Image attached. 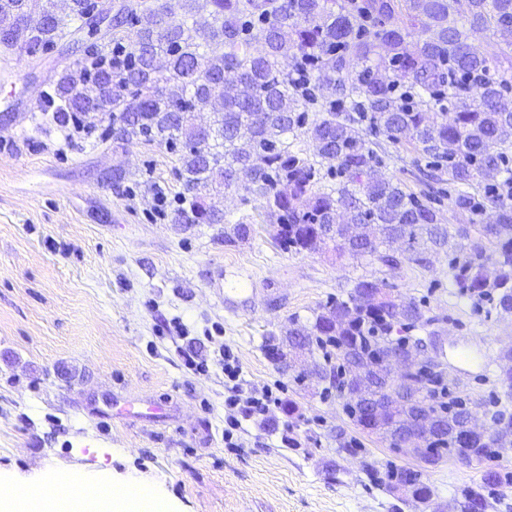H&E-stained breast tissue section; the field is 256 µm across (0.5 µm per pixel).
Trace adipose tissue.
I'll use <instances>...</instances> for the list:
<instances>
[{
  "label": "adipose tissue",
  "mask_w": 512,
  "mask_h": 512,
  "mask_svg": "<svg viewBox=\"0 0 512 512\" xmlns=\"http://www.w3.org/2000/svg\"><path fill=\"white\" fill-rule=\"evenodd\" d=\"M0 512H174L171 502L145 483L93 476L54 485L34 484L21 493L0 483Z\"/></svg>",
  "instance_id": "obj_1"
}]
</instances>
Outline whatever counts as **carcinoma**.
Here are the masks:
<instances>
[{"label": "carcinoma", "instance_id": "obj_1", "mask_svg": "<svg viewBox=\"0 0 512 512\" xmlns=\"http://www.w3.org/2000/svg\"><path fill=\"white\" fill-rule=\"evenodd\" d=\"M94 9V0L64 3L79 39L106 41L90 54L82 79L112 71L104 89L112 124L129 125L131 137L177 156L178 223L222 224L224 242L245 239L252 216L233 220L202 194L215 183L241 188L242 204L260 203L275 241L288 250L317 252L330 240L339 257L398 268L424 266L429 251L447 247L456 294L512 313V0H342L336 8L328 0H183L180 15L144 0H113L107 24ZM56 10L54 0H0V25L38 18L28 44L33 54L56 44ZM453 13L466 16L469 28L450 24ZM489 26L494 44L470 39ZM286 56L294 60L287 74L278 68ZM351 58L361 67L350 68ZM76 85L74 75L61 77L44 103L57 115L77 116ZM320 97L322 117L311 121ZM201 108L219 118L194 125ZM302 136L311 150L295 147ZM404 139L429 169L448 176L455 209L473 220L488 207L496 211V223L480 225L482 239L465 257L458 256L462 245L450 243L442 211L447 194H417L387 173L386 146ZM474 184L479 194L464 190ZM398 240L406 244L402 253L391 249ZM489 260L497 266L491 282L484 274ZM372 284L355 281L347 299L326 304L308 327L289 319L285 337H271L268 350L285 368L299 351L321 352L324 362L315 366L326 374L325 392L346 400L358 427L366 403L379 402L384 415L376 434L387 440L408 423V403L391 399L376 377L346 390L342 367L380 365L385 337L396 331L407 344V333L436 318L401 296L363 308L358 296ZM334 355L341 364L331 363ZM498 360L499 380L512 388V347ZM412 381L444 436L424 456L436 462L460 447L478 459L501 454L498 441L512 434L511 414L494 411L486 434L463 443L467 403L435 374ZM405 472L388 461L378 482L397 490ZM502 485H512V471L488 470L453 498L457 512H492L499 499L491 490Z\"/></svg>", "mask_w": 512, "mask_h": 512}]
</instances>
